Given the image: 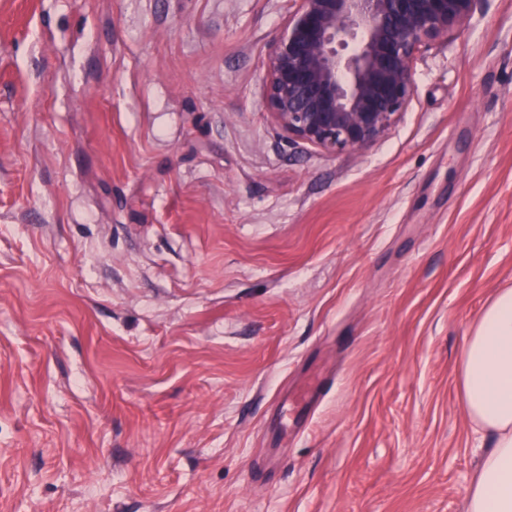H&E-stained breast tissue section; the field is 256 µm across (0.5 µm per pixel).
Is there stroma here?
<instances>
[{
    "instance_id": "35a3bbf8",
    "label": "stroma",
    "mask_w": 512,
    "mask_h": 512,
    "mask_svg": "<svg viewBox=\"0 0 512 512\" xmlns=\"http://www.w3.org/2000/svg\"><path fill=\"white\" fill-rule=\"evenodd\" d=\"M291 9L0 0V512H467L461 357L512 286V0L336 154L263 106Z\"/></svg>"
}]
</instances>
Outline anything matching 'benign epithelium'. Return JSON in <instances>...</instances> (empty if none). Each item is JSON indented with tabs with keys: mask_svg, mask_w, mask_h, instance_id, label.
<instances>
[{
	"mask_svg": "<svg viewBox=\"0 0 512 512\" xmlns=\"http://www.w3.org/2000/svg\"><path fill=\"white\" fill-rule=\"evenodd\" d=\"M270 45L263 106L294 142L336 154L386 135L414 94L421 49L477 0H292Z\"/></svg>",
	"mask_w": 512,
	"mask_h": 512,
	"instance_id": "obj_1",
	"label": "benign epithelium"
}]
</instances>
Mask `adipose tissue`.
<instances>
[{
    "instance_id": "obj_1",
    "label": "adipose tissue",
    "mask_w": 512,
    "mask_h": 512,
    "mask_svg": "<svg viewBox=\"0 0 512 512\" xmlns=\"http://www.w3.org/2000/svg\"><path fill=\"white\" fill-rule=\"evenodd\" d=\"M461 404L491 438L468 512H512V287L497 291L466 340Z\"/></svg>"
}]
</instances>
